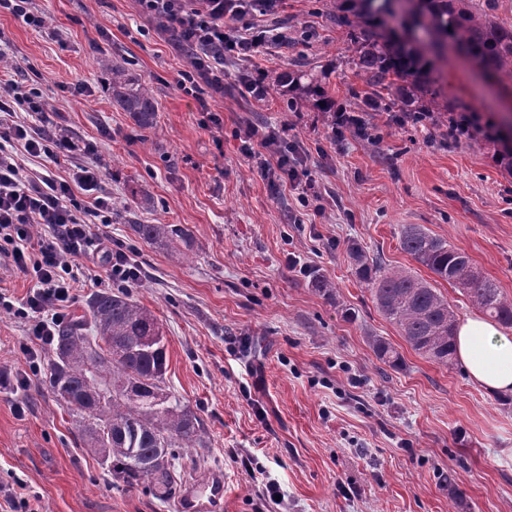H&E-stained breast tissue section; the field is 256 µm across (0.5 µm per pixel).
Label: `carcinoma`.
Segmentation results:
<instances>
[{
  "instance_id": "cac0c4a2",
  "label": "carcinoma",
  "mask_w": 512,
  "mask_h": 512,
  "mask_svg": "<svg viewBox=\"0 0 512 512\" xmlns=\"http://www.w3.org/2000/svg\"><path fill=\"white\" fill-rule=\"evenodd\" d=\"M343 23L352 29L350 63L363 73L376 95L390 90L394 75L412 89L429 91V70L416 41L397 34L385 20L395 16L397 0H351ZM426 18L427 48L439 53L454 44L489 80L512 87V24L494 13V0L484 8L476 0H419ZM110 76L112 102L130 113L142 132L157 127V102L149 88L132 77L125 62L98 61ZM269 87L293 93L286 107L296 111L308 102L309 88L289 73L267 76ZM145 242L167 246L175 241L193 248L190 231L178 224H132ZM402 250L434 275L459 288L500 325L512 327V303L500 288L480 275L469 256L447 240L419 225L401 231ZM359 278L371 285L379 312L394 325L419 355L443 366L453 364L456 320L448 299L429 281L404 269L390 268L381 258L359 260ZM105 337V345L96 337ZM47 363L48 386L67 397L66 408L82 416L90 452L109 457L112 472L130 485H145L160 498L172 495L176 473L175 449L189 448L199 430L198 418L183 408L165 386L167 352L158 317L135 301L126 289L92 294L84 314L61 328L53 339ZM376 357L392 367L402 364L399 351L387 340L374 338ZM112 387L100 397L96 387ZM154 467L145 477L143 467Z\"/></svg>"
}]
</instances>
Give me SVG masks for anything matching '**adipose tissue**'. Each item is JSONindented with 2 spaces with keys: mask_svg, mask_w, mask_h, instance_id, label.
Instances as JSON below:
<instances>
[{
  "mask_svg": "<svg viewBox=\"0 0 512 512\" xmlns=\"http://www.w3.org/2000/svg\"><path fill=\"white\" fill-rule=\"evenodd\" d=\"M456 346L471 381L489 392L512 393V336L473 315L458 325Z\"/></svg>",
  "mask_w": 512,
  "mask_h": 512,
  "instance_id": "1",
  "label": "adipose tissue"
}]
</instances>
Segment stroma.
Returning a JSON list of instances; mask_svg holds the SVG:
<instances>
[{
  "instance_id": "35a3bbf8",
  "label": "stroma",
  "mask_w": 512,
  "mask_h": 512,
  "mask_svg": "<svg viewBox=\"0 0 512 512\" xmlns=\"http://www.w3.org/2000/svg\"><path fill=\"white\" fill-rule=\"evenodd\" d=\"M33 5L46 28L0 11L17 64L10 77L42 91L43 120L102 159L107 231L135 249L142 276L131 295L161 320L166 384L199 419L195 446L175 462V494L220 473L219 512H512V397L474 385L462 363L414 352L378 311L351 253L431 279L400 246L402 228L420 225L461 248L512 301V172L500 142H454L444 127L370 109V88L348 61L345 0H278L252 17L283 39L225 64L218 92L200 76L177 86L190 54L138 0ZM102 56L124 60L150 88L155 136L113 105ZM257 68L300 75L361 116L366 134L348 129L334 143L313 105L288 111L276 91L256 101L240 76ZM430 79L434 97L414 105L483 126L500 116L497 90L462 59H434ZM211 111L222 128L208 126ZM250 126L298 142L323 214L242 154L239 134ZM140 188L150 206L130 204ZM133 221L189 228L192 258L142 241ZM293 257L304 270L290 268ZM28 328L0 307V502L23 485L43 512H174L173 500L127 486L87 452L84 420L30 370ZM374 336L398 348L400 367L375 357Z\"/></svg>"
}]
</instances>
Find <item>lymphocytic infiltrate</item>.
Returning <instances> with one entry per match:
<instances>
[{"instance_id":"lymphocytic-infiltrate-1","label":"lymphocytic infiltrate","mask_w":512,"mask_h":512,"mask_svg":"<svg viewBox=\"0 0 512 512\" xmlns=\"http://www.w3.org/2000/svg\"><path fill=\"white\" fill-rule=\"evenodd\" d=\"M240 2L139 0L144 13L180 33L195 50L193 67L209 70L218 84L224 81L225 55L247 58L262 44ZM228 18L237 23L230 34L224 30ZM47 106L37 89L0 79V269L31 276L33 286L17 314L29 320L31 336L43 345L76 301L83 257L99 254L114 287L129 288L140 279L130 247L98 230L112 221L111 200L97 193L100 163L71 165L66 176L54 175V166L80 146L41 123ZM28 158L49 164V172H30L24 165Z\"/></svg>"}]
</instances>
